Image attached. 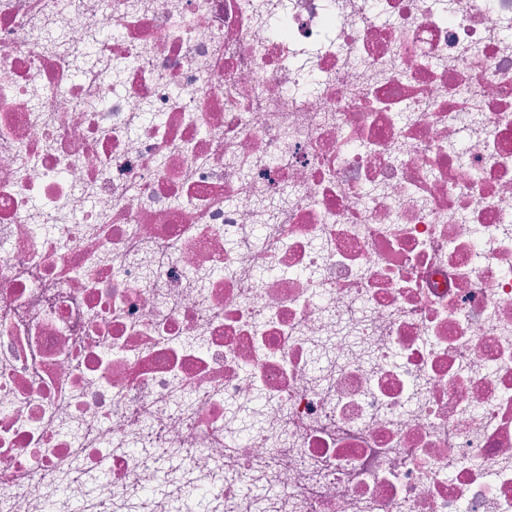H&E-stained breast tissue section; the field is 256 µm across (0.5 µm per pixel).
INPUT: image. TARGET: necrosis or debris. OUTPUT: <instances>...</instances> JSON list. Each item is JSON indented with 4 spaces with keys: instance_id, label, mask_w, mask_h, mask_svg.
Instances as JSON below:
<instances>
[{
    "instance_id": "necrosis-or-debris-1",
    "label": "necrosis or debris",
    "mask_w": 512,
    "mask_h": 512,
    "mask_svg": "<svg viewBox=\"0 0 512 512\" xmlns=\"http://www.w3.org/2000/svg\"><path fill=\"white\" fill-rule=\"evenodd\" d=\"M0 512H512V0H0Z\"/></svg>"
}]
</instances>
